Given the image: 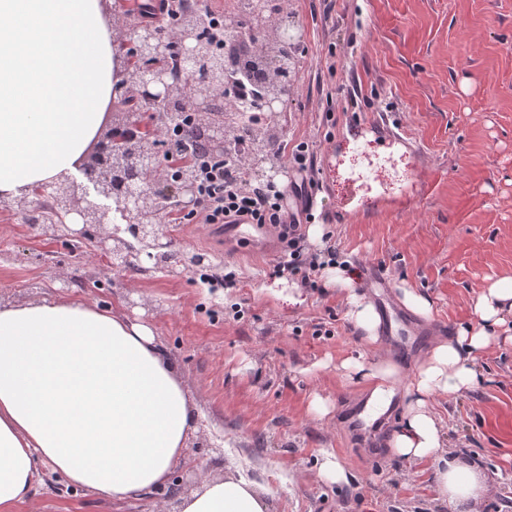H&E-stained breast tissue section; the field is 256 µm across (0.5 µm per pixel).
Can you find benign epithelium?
Wrapping results in <instances>:
<instances>
[{
  "label": "benign epithelium",
  "instance_id": "1",
  "mask_svg": "<svg viewBox=\"0 0 512 512\" xmlns=\"http://www.w3.org/2000/svg\"><path fill=\"white\" fill-rule=\"evenodd\" d=\"M270 13L259 35L252 38L251 54L272 68V78L265 87L268 110L274 114L283 111L285 98L279 87L278 47L297 40L298 34L288 24L290 15L281 0H268ZM116 33L113 46L120 48L116 55V76L120 77L117 90L126 91L132 84L152 107L159 108L162 122L177 116L174 106L175 84L161 77L159 61L170 52H179L184 62L198 66L206 57V40L198 30L177 26L172 40L152 41L127 21L120 2H113ZM143 60L144 67L134 77L125 70V58ZM224 100V85H217L204 77L196 81L192 90V107L197 122L207 131L209 150L223 156L224 148L232 145V130L238 121V110L213 112L211 106ZM127 114L111 110L91 151L78 172L93 173V179L78 181L71 173H62L50 182L39 184L28 193L10 200L1 199L0 205L20 213H32L36 200L44 197L52 203V214L43 224L29 225L37 238L51 243L79 245L91 258L103 257L113 269L127 271L141 266L142 256L175 255L177 263L164 269L169 275L177 268H195L209 262L200 252H174L173 242L161 224V204L175 202L184 209L197 204L196 184L186 178L177 184L167 180L156 163L165 151L167 142L160 136L148 137L142 143L128 140L124 135ZM148 211L155 216L152 224H131L129 216Z\"/></svg>",
  "mask_w": 512,
  "mask_h": 512
}]
</instances>
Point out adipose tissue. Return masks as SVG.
Returning a JSON list of instances; mask_svg holds the SVG:
<instances>
[{
    "label": "adipose tissue",
    "mask_w": 512,
    "mask_h": 512,
    "mask_svg": "<svg viewBox=\"0 0 512 512\" xmlns=\"http://www.w3.org/2000/svg\"><path fill=\"white\" fill-rule=\"evenodd\" d=\"M112 38L100 0H0V197L74 170L108 118ZM474 324L426 354L390 442L393 455L434 458L444 500L477 499L480 468L445 455L433 400L480 382L477 355L512 339V274L476 299ZM348 379L388 402L400 371L343 361ZM197 418L153 330L78 298L0 304V512L33 503L39 464L62 482L122 501L167 483ZM181 512H268L239 478L207 479Z\"/></svg>",
    "instance_id": "1"
}]
</instances>
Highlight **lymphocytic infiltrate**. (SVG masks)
Instances as JSON below:
<instances>
[{
    "label": "lymphocytic infiltrate",
    "instance_id": "f902f5d3",
    "mask_svg": "<svg viewBox=\"0 0 512 512\" xmlns=\"http://www.w3.org/2000/svg\"><path fill=\"white\" fill-rule=\"evenodd\" d=\"M289 163L296 170L291 194L276 192L269 195L256 188H247L241 182L225 177L220 162H204L197 169L199 202L185 210L167 204L165 217L174 224H259L273 229L284 250L273 266L278 277L292 276L301 285L315 286L325 262L321 253L312 251L306 241L303 213L298 199L303 191L313 186L311 173L315 166L313 151L307 145H298L291 153Z\"/></svg>",
    "mask_w": 512,
    "mask_h": 512
}]
</instances>
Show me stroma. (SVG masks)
<instances>
[{
	"label": "stroma",
	"mask_w": 512,
	"mask_h": 512,
	"mask_svg": "<svg viewBox=\"0 0 512 512\" xmlns=\"http://www.w3.org/2000/svg\"><path fill=\"white\" fill-rule=\"evenodd\" d=\"M301 31L296 90L275 122L289 145L323 152L350 112L389 114L417 143L425 176L413 202L344 220L342 181L315 171L309 211L316 250L336 252V270H383L394 301L428 295L415 316L418 344L401 362L410 379L437 341L474 323V298L512 273V0H288ZM175 248L207 253L218 271L240 273L206 288L197 271L133 275L31 235L22 215L0 210V300L78 297L140 319L176 360L199 426L172 473L189 490L201 478L248 477L269 512H461L439 495L436 460L410 462L354 444L348 400L366 392L346 380L343 359L390 357L360 339L339 285L305 288L271 276L273 258L196 224H169ZM71 277L63 288L62 277ZM473 390L435 399L449 452L478 462L486 482L475 512H512V342L479 354ZM331 406L310 411L313 396ZM348 474L328 481L324 455ZM35 509L18 512H157L144 494L108 501L66 487L42 466Z\"/></svg>",
	"instance_id": "stroma-1"
}]
</instances>
